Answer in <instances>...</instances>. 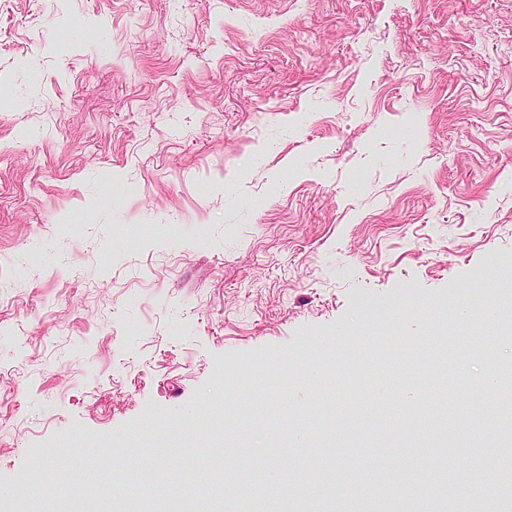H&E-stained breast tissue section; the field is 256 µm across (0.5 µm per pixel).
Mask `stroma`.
<instances>
[{
  "label": "stroma",
  "instance_id": "35a3bbf8",
  "mask_svg": "<svg viewBox=\"0 0 512 512\" xmlns=\"http://www.w3.org/2000/svg\"><path fill=\"white\" fill-rule=\"evenodd\" d=\"M452 328L512 367V0H0V512L178 478L159 430L213 512L317 488L299 431L439 484Z\"/></svg>",
  "mask_w": 512,
  "mask_h": 512
}]
</instances>
